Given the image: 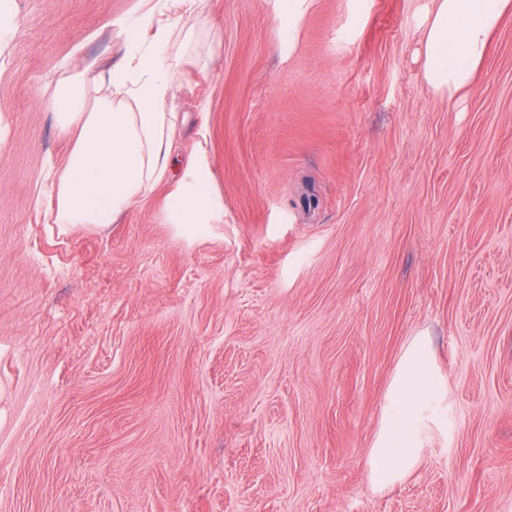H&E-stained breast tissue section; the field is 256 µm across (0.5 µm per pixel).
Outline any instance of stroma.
<instances>
[{
  "label": "stroma",
  "instance_id": "35a3bbf8",
  "mask_svg": "<svg viewBox=\"0 0 512 512\" xmlns=\"http://www.w3.org/2000/svg\"><path fill=\"white\" fill-rule=\"evenodd\" d=\"M143 8L0 0V512H512V14L447 100L433 0H313L288 55L266 0H200L174 148L205 150L223 223L186 239L162 184L61 232L42 183L75 137L48 101ZM424 331L447 430L376 492Z\"/></svg>",
  "mask_w": 512,
  "mask_h": 512
}]
</instances>
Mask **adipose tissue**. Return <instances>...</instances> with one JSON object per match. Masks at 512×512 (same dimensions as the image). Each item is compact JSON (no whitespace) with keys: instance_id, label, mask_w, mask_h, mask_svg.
I'll return each instance as SVG.
<instances>
[{"instance_id":"obj_1","label":"adipose tissue","mask_w":512,"mask_h":512,"mask_svg":"<svg viewBox=\"0 0 512 512\" xmlns=\"http://www.w3.org/2000/svg\"><path fill=\"white\" fill-rule=\"evenodd\" d=\"M512 0H435L421 42L422 78L438 95L472 88ZM126 48L107 77L82 69L60 79L49 100L62 132L78 138L66 167L48 173L60 229L104 227L162 183L170 191L161 220L187 237L224 221V197L204 153L173 168L174 135L183 117L174 106L179 51L192 27L158 19L155 9L113 20ZM448 413V383L428 335L404 346L390 380L368 454V478L384 491L422 461Z\"/></svg>"}]
</instances>
